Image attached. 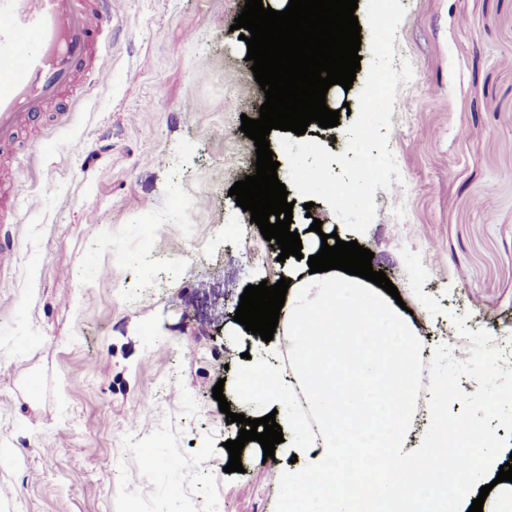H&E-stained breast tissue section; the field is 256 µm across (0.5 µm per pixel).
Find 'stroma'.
Segmentation results:
<instances>
[{
	"instance_id": "stroma-1",
	"label": "stroma",
	"mask_w": 512,
	"mask_h": 512,
	"mask_svg": "<svg viewBox=\"0 0 512 512\" xmlns=\"http://www.w3.org/2000/svg\"><path fill=\"white\" fill-rule=\"evenodd\" d=\"M400 2V179L357 242L409 308L422 372L453 392L449 421L490 433L506 463L512 370L483 371L493 337L512 342V0ZM242 8L116 0L108 80L38 123L0 267V512L281 510L287 449H243L225 472L236 429L212 393L266 347L226 312L285 272L229 194L256 163L241 119L265 99L232 29ZM355 14L360 67L333 90L350 112L305 133L333 154L372 58L367 0Z\"/></svg>"
}]
</instances>
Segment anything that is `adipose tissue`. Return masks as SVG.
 <instances>
[{"instance_id":"adipose-tissue-1","label":"adipose tissue","mask_w":512,"mask_h":512,"mask_svg":"<svg viewBox=\"0 0 512 512\" xmlns=\"http://www.w3.org/2000/svg\"><path fill=\"white\" fill-rule=\"evenodd\" d=\"M280 311L296 386L279 380L269 358L250 361L238 385L260 401L256 417L274 413L301 390L315 415L310 431L301 415L278 416L301 470L282 479V512H465L473 488L494 465L490 447L473 463L449 461L465 437L449 428L448 387L439 383L429 402L421 450L407 448L420 349L399 309L364 278L333 269L289 271Z\"/></svg>"}]
</instances>
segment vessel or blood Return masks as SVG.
Returning <instances> with one entry per match:
<instances>
[{
    "label": "vessel or blood",
    "mask_w": 512,
    "mask_h": 512,
    "mask_svg": "<svg viewBox=\"0 0 512 512\" xmlns=\"http://www.w3.org/2000/svg\"><path fill=\"white\" fill-rule=\"evenodd\" d=\"M111 26L112 0H0V151L22 157L37 113L106 80L94 59ZM27 194L19 176L0 186L1 225Z\"/></svg>",
    "instance_id": "b4317fda"
}]
</instances>
